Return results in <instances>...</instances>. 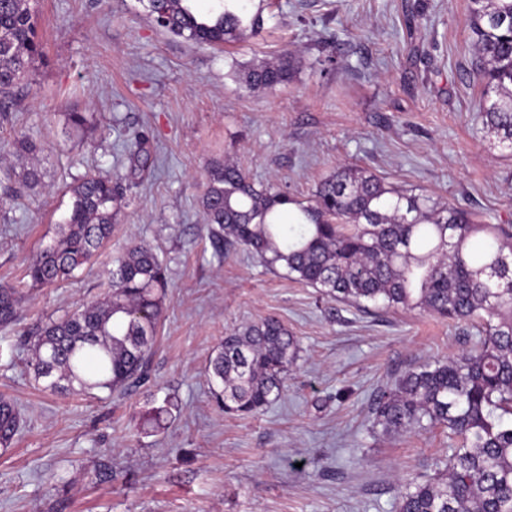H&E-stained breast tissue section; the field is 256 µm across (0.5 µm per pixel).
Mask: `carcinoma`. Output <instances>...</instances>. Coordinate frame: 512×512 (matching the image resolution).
Here are the masks:
<instances>
[{"instance_id": "obj_1", "label": "carcinoma", "mask_w": 512, "mask_h": 512, "mask_svg": "<svg viewBox=\"0 0 512 512\" xmlns=\"http://www.w3.org/2000/svg\"><path fill=\"white\" fill-rule=\"evenodd\" d=\"M38 0H0V97H12L42 55ZM165 32L221 47L256 34L267 0H148ZM469 30L492 145L512 151V0H470ZM292 53L259 66H231L249 90L288 81ZM131 174L150 152L141 135L118 132ZM135 183L87 174L70 187L71 205L55 236L27 268L50 286L87 265L112 235L115 204ZM201 204L215 245L242 248L268 269L359 310L368 305L419 310L476 323L474 348L409 367L379 394L373 426L386 435L448 430L456 446L445 467L397 487L398 512H512V227L480 224L471 213L423 193L386 184L344 165L303 203L281 187L256 184L231 162L208 170ZM168 270L150 246L116 260L104 299L37 328L33 369L44 388L67 392L125 388L143 372L158 333ZM21 292L0 287V323L11 322ZM300 343L277 317L224 337L210 360V383L224 412L248 415L280 396ZM21 415L0 400V444Z\"/></svg>"}]
</instances>
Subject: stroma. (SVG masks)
Returning <instances> with one entry per match:
<instances>
[{
    "label": "stroma",
    "instance_id": "1",
    "mask_svg": "<svg viewBox=\"0 0 512 512\" xmlns=\"http://www.w3.org/2000/svg\"><path fill=\"white\" fill-rule=\"evenodd\" d=\"M271 2L259 34L218 52L160 30L146 0H40L44 56L5 104L0 172L32 160L41 182L15 195L0 180V286L22 285L70 207L68 186L128 173L118 131L144 134L157 161L91 262L55 285H22L15 320L0 325V398L23 417L0 447V512H397L394 485L447 458L441 430L384 435L372 406L409 366L469 349L476 328L363 312L244 251L218 253L201 196L217 161L302 201L354 164L481 223L512 224V152L486 137L468 0ZM287 49L293 75L276 89L248 91L230 75ZM20 134L35 156L16 152ZM139 243L170 276L144 378L114 393L45 391L34 329L101 301L114 261ZM269 315L297 336L300 357L275 402L225 414L209 358Z\"/></svg>",
    "mask_w": 512,
    "mask_h": 512
}]
</instances>
